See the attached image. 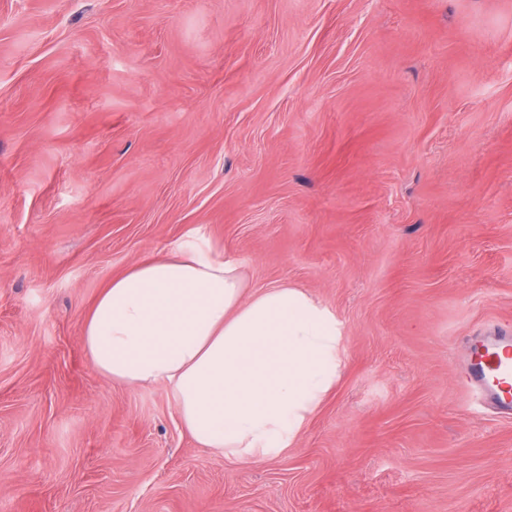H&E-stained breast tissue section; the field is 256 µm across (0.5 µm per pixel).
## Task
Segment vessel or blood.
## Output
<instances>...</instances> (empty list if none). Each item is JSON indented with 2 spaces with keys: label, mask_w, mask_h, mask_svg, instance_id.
Masks as SVG:
<instances>
[{
  "label": "vessel or blood",
  "mask_w": 512,
  "mask_h": 512,
  "mask_svg": "<svg viewBox=\"0 0 512 512\" xmlns=\"http://www.w3.org/2000/svg\"><path fill=\"white\" fill-rule=\"evenodd\" d=\"M466 382L501 412L512 411L511 333H492L471 343L466 361Z\"/></svg>",
  "instance_id": "vessel-or-blood-1"
}]
</instances>
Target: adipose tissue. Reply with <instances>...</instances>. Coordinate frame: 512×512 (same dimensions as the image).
Masks as SVG:
<instances>
[{
	"label": "adipose tissue",
	"instance_id": "ef3b65f1",
	"mask_svg": "<svg viewBox=\"0 0 512 512\" xmlns=\"http://www.w3.org/2000/svg\"><path fill=\"white\" fill-rule=\"evenodd\" d=\"M342 335L302 288L251 290L237 260L195 241L112 277L82 325L96 372L167 386L194 442L242 463L291 447L335 388Z\"/></svg>",
	"mask_w": 512,
	"mask_h": 512
}]
</instances>
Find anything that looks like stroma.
Segmentation results:
<instances>
[{
    "mask_svg": "<svg viewBox=\"0 0 512 512\" xmlns=\"http://www.w3.org/2000/svg\"><path fill=\"white\" fill-rule=\"evenodd\" d=\"M196 238L343 323L291 448L197 447L89 365L112 276ZM512 0H0V512H512ZM466 383L502 413L512 411V334L479 336L469 346Z\"/></svg>",
    "mask_w": 512,
    "mask_h": 512,
    "instance_id": "obj_1",
    "label": "stroma"
}]
</instances>
